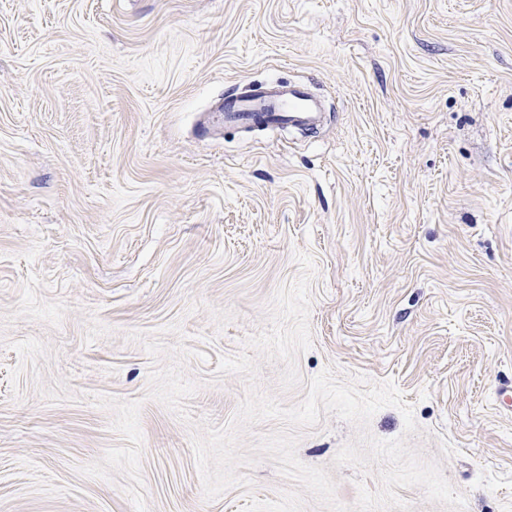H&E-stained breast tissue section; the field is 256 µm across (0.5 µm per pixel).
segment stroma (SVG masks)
<instances>
[{"mask_svg":"<svg viewBox=\"0 0 512 512\" xmlns=\"http://www.w3.org/2000/svg\"><path fill=\"white\" fill-rule=\"evenodd\" d=\"M323 124L200 119L276 79ZM312 256L299 403L333 369L394 381L369 423L437 461L464 512H512V0H0V512H241L298 490L276 462L206 500L191 437L237 412L217 373ZM354 425L297 455L335 497Z\"/></svg>","mask_w":512,"mask_h":512,"instance_id":"35a3bbf8","label":"stroma"}]
</instances>
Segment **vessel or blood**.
Instances as JSON below:
<instances>
[{
  "label": "vessel or blood",
  "mask_w": 512,
  "mask_h": 512,
  "mask_svg": "<svg viewBox=\"0 0 512 512\" xmlns=\"http://www.w3.org/2000/svg\"><path fill=\"white\" fill-rule=\"evenodd\" d=\"M224 124L250 127L256 120L266 126H315L321 118V104L300 85L272 82L255 86L253 92L229 95L224 100Z\"/></svg>",
  "instance_id": "obj_1"
}]
</instances>
